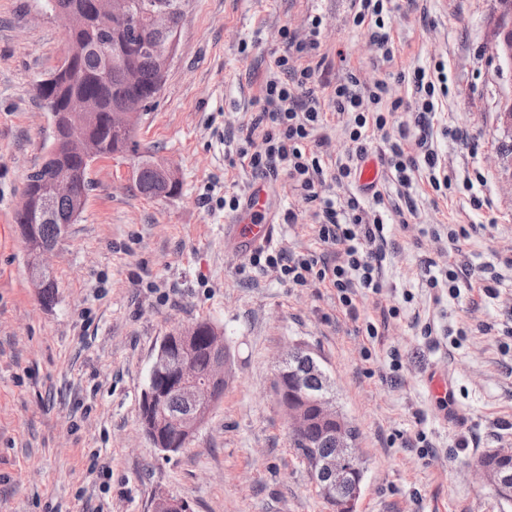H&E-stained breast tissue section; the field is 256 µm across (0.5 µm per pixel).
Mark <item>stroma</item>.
I'll return each instance as SVG.
<instances>
[{"label":"stroma","mask_w":512,"mask_h":512,"mask_svg":"<svg viewBox=\"0 0 512 512\" xmlns=\"http://www.w3.org/2000/svg\"><path fill=\"white\" fill-rule=\"evenodd\" d=\"M390 7L397 53L386 62L350 0H191L163 91L136 131L178 168L181 192L143 197L126 161L97 160L83 212L47 258L57 283L47 305L14 216L51 141L37 85L67 40L42 0H0V512H152L165 494L192 512H332L289 446L273 391L296 343L325 366L334 405L359 432L356 512H512L475 472L483 454L512 448V66L495 54L507 19L501 0ZM316 16L329 54L320 96L351 70L366 85L385 81L402 102L387 131L415 117L400 72L448 74L431 143L452 182L438 191L418 177L405 198L381 171L393 224L384 288L358 293L352 313L317 279L299 286L248 268L249 249L224 235L225 193L245 196L254 181L236 151L280 31L305 36ZM267 209L272 250L326 252L287 178L269 186ZM450 267L456 292L429 286ZM202 320L223 329L232 375L187 447L167 456L144 435L142 393L163 337ZM434 373L453 383L450 409L429 389Z\"/></svg>","instance_id":"1"}]
</instances>
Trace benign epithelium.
I'll list each match as a JSON object with an SVG mask.
<instances>
[{
  "instance_id": "7a95c632",
  "label": "benign epithelium",
  "mask_w": 512,
  "mask_h": 512,
  "mask_svg": "<svg viewBox=\"0 0 512 512\" xmlns=\"http://www.w3.org/2000/svg\"><path fill=\"white\" fill-rule=\"evenodd\" d=\"M184 9L170 8L163 0H112L110 10L96 20L104 28H109L115 38L129 27L146 26L158 36L153 41L143 42L148 50L162 58V66L158 72L155 94H160L167 72L175 57L178 44V32L183 20ZM57 17L63 22L66 33L71 34L90 24V19L81 12H60ZM86 100L78 97L67 99L60 109H52L53 141L47 150V155H55L62 144H73L85 139V128L88 118ZM145 111V101L138 96L126 98L118 107L112 110V130L126 136L135 134L139 118ZM162 183L166 186L180 184L176 169L170 164L155 160ZM68 197L73 204L72 216H78L86 204V197L74 192V181L70 170L60 165L57 167L55 177L49 188L35 194L23 193L21 206L31 207L34 224L27 230V250L29 256V272L31 281L36 288L52 278V271L46 263L47 255L54 250V244L45 243L33 235L35 224L44 222L55 208V201ZM212 331L208 336L212 360L206 378L201 379L196 374L192 356L198 336L197 325L178 327L172 335L178 341L181 357L176 361L170 352L171 342L163 338L153 364L150 369L149 383L143 398L153 402L161 398L156 389L155 379L166 373L174 376L186 406L185 411L178 416H169L163 412L144 424V434L149 443L164 454L175 453L181 450L193 437L197 429L207 419L214 403L224 396V385L232 372L231 361L227 355V345L224 340V331L216 325H211ZM305 346L293 345L281 358L274 374V389L277 402L288 416L290 434L294 437L302 436L310 425L306 413V406L288 404L284 398L285 387L283 376L287 373L289 362L293 356L299 354ZM311 405L321 423L333 428L335 450L326 458L315 460L313 477L324 483L329 493L346 483L349 473V464L354 457L355 439L346 432L344 417L332 405V399L322 395L311 400ZM476 471L484 480L490 492L496 497L512 502V477L501 474L491 468L485 461L476 463ZM153 512H190L189 504L180 498L162 496L154 503Z\"/></svg>"
}]
</instances>
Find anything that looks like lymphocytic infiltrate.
Here are the masks:
<instances>
[{
	"instance_id": "1",
	"label": "lymphocytic infiltrate",
	"mask_w": 512,
	"mask_h": 512,
	"mask_svg": "<svg viewBox=\"0 0 512 512\" xmlns=\"http://www.w3.org/2000/svg\"><path fill=\"white\" fill-rule=\"evenodd\" d=\"M391 0H351L357 23L366 25L370 41L384 61H392L395 46L384 16ZM320 21L312 19L309 35L298 41L284 33V51L277 56L262 85L258 112L252 113L246 143L250 148L249 165L254 174L276 181L287 176L301 201L318 217L317 235L327 245L343 244L344 250L328 261L313 255L290 257L282 252L255 248L249 258L252 267L272 268L293 284L308 278L328 283L335 288L341 304L353 309L356 290L381 294L383 282L379 259L387 244V227L379 212L381 195H373L371 206H364L356 196L345 201L322 196L324 179L338 183L356 179L357 162L367 152V144L375 132L383 130L388 117L382 103L398 110L399 101H387V84L374 82L362 87L356 74L336 84L330 99H322L316 90L315 68L301 60L318 53L321 42ZM417 96V115L413 125L398 127L389 140L387 164L401 186H409L416 172L427 171L432 187L448 184L449 177L435 150L429 149L430 118L438 110L441 94L447 84H435L425 70H414L411 76ZM344 117L345 129L355 145L352 157L327 167L322 157L323 138L317 131L326 122L327 112Z\"/></svg>"
}]
</instances>
